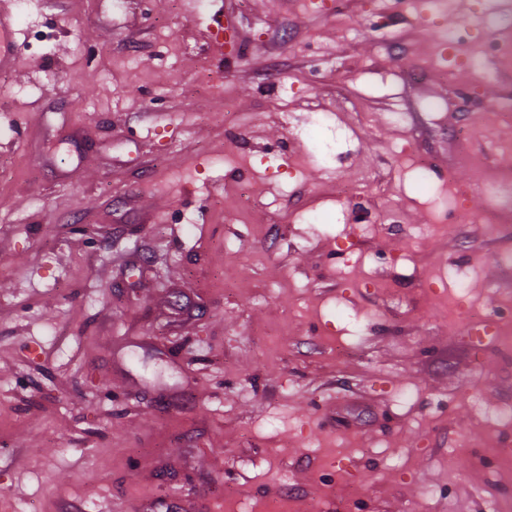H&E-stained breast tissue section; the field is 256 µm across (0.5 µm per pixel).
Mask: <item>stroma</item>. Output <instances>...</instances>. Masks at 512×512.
<instances>
[{"mask_svg": "<svg viewBox=\"0 0 512 512\" xmlns=\"http://www.w3.org/2000/svg\"><path fill=\"white\" fill-rule=\"evenodd\" d=\"M115 2H6L0 512L512 501V0ZM12 15L0 9V70L7 71L13 67L15 53L18 49L15 39ZM506 309L508 314L502 311H494L492 314H485L478 323L484 325V328L492 330V338L504 350L512 351V307L509 304Z\"/></svg>", "mask_w": 512, "mask_h": 512, "instance_id": "1", "label": "stroma"}]
</instances>
